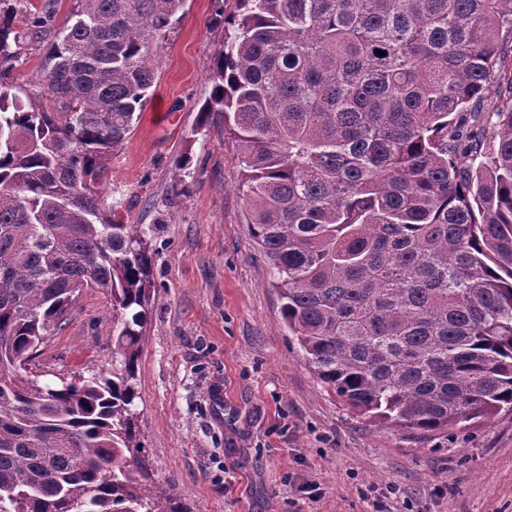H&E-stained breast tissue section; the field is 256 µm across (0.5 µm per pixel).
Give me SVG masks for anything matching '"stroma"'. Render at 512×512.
<instances>
[{
    "label": "stroma",
    "mask_w": 512,
    "mask_h": 512,
    "mask_svg": "<svg viewBox=\"0 0 512 512\" xmlns=\"http://www.w3.org/2000/svg\"><path fill=\"white\" fill-rule=\"evenodd\" d=\"M236 9L186 0L100 186L153 257L136 414L154 484L189 512H512V412L435 433L378 424L317 381L284 325L235 147L220 122L199 126ZM46 52L26 40L10 78L50 112ZM39 365L50 382L111 369L110 296L83 294Z\"/></svg>",
    "instance_id": "obj_1"
}]
</instances>
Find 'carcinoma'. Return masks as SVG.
<instances>
[{"label": "carcinoma", "mask_w": 512, "mask_h": 512, "mask_svg": "<svg viewBox=\"0 0 512 512\" xmlns=\"http://www.w3.org/2000/svg\"><path fill=\"white\" fill-rule=\"evenodd\" d=\"M76 3L59 31L0 8V512H185L136 424L152 253L97 186L186 0ZM228 24L199 128L237 149L317 380L422 433L512 411V0H239ZM28 38L50 40L54 112L5 78ZM89 290L112 296V370L39 384Z\"/></svg>", "instance_id": "1"}]
</instances>
